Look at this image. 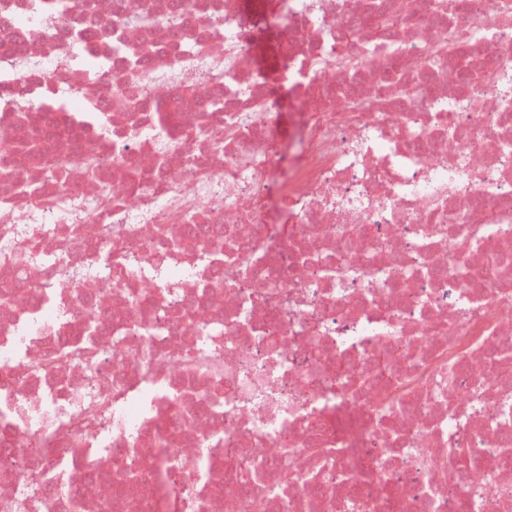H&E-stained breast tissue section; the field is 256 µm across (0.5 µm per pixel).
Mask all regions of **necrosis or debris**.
Here are the masks:
<instances>
[{
    "label": "necrosis or debris",
    "instance_id": "1",
    "mask_svg": "<svg viewBox=\"0 0 512 512\" xmlns=\"http://www.w3.org/2000/svg\"><path fill=\"white\" fill-rule=\"evenodd\" d=\"M49 2L0 0V512H512V0Z\"/></svg>",
    "mask_w": 512,
    "mask_h": 512
}]
</instances>
